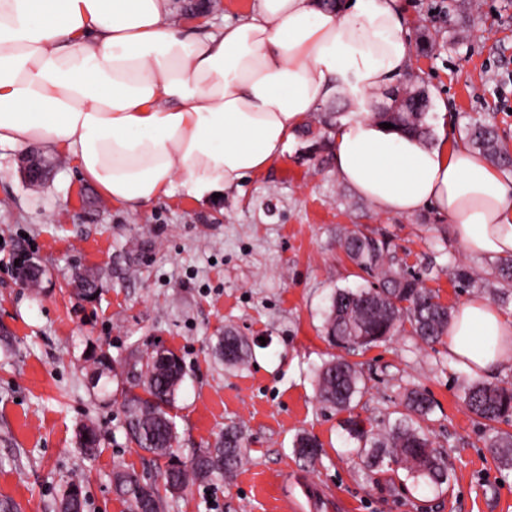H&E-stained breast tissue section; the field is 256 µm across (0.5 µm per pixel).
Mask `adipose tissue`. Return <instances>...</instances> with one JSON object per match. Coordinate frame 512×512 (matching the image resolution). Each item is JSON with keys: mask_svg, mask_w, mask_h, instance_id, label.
Wrapping results in <instances>:
<instances>
[{"mask_svg": "<svg viewBox=\"0 0 512 512\" xmlns=\"http://www.w3.org/2000/svg\"><path fill=\"white\" fill-rule=\"evenodd\" d=\"M397 0H258L202 35L175 30L170 0H0V145L44 143L130 210L174 185L199 198L282 156L329 98L337 176L389 214L433 210L473 256H512V180L464 145L383 128L373 95L409 67ZM448 356L483 376L512 362V318L480 297L448 324Z\"/></svg>", "mask_w": 512, "mask_h": 512, "instance_id": "adipose-tissue-1", "label": "adipose tissue"}]
</instances>
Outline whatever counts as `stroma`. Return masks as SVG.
I'll list each match as a JSON object with an SVG mask.
<instances>
[{
	"instance_id": "stroma-1",
	"label": "stroma",
	"mask_w": 512,
	"mask_h": 512,
	"mask_svg": "<svg viewBox=\"0 0 512 512\" xmlns=\"http://www.w3.org/2000/svg\"><path fill=\"white\" fill-rule=\"evenodd\" d=\"M410 41L400 87L426 89L427 143H465L466 128L486 121L512 149V0H399ZM257 0H217L207 19L173 14L176 28L203 32L245 20ZM350 107L331 99L311 113L268 170L220 197L197 200L181 188L133 212L82 178L61 150L41 186L19 171L21 149L0 145V501L19 512H58L69 483L81 484L85 512H128L112 492L115 465L160 482L164 461L129 442L121 391L131 356L157 347L181 357L185 378L173 410L181 460L242 430L248 458L229 479L214 478L167 496L165 512H512V469L484 443L507 424H479L462 396L469 374L403 331L350 357L366 391L361 418H399L406 389L430 391L437 407L427 426L451 477L436 492L406 476L369 473L345 438L344 413L320 403L315 370L337 352L324 332L336 289L370 285L338 240L362 229L390 240L403 267L450 308L473 296L497 303L495 257L468 255L446 217L431 210L387 214L357 195L333 168L335 124ZM33 255L41 287L22 285L13 263ZM476 270L483 287L458 288L452 272ZM98 275L104 290L77 299L78 275ZM245 336L248 361L228 367L215 355L225 328ZM112 357V396L89 386L93 350ZM94 424L101 443L86 458L77 439ZM321 445L315 463L297 459V434Z\"/></svg>"
}]
</instances>
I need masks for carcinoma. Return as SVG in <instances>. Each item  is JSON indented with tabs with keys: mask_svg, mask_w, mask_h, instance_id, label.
<instances>
[{
	"mask_svg": "<svg viewBox=\"0 0 512 512\" xmlns=\"http://www.w3.org/2000/svg\"><path fill=\"white\" fill-rule=\"evenodd\" d=\"M429 106L407 104L397 110L378 112L375 118L418 138L426 135V116ZM470 144L491 162L512 165V153L499 143L494 128L475 124L468 131ZM346 257L365 271L378 270V286L339 289L331 297L325 319L326 337L331 345L347 352L366 350L386 342L404 324H410L414 334L427 344L438 343L448 334L451 312L438 297L421 285L419 277L409 274L395 263L389 244L383 239L357 230L340 243ZM460 288L478 284L470 269L458 266L453 273ZM98 280L84 277L77 295L82 300L95 299L100 294ZM224 361L229 365L245 362L251 355L248 341L231 330L218 341ZM94 387L104 396L110 394L112 359L105 353L92 354ZM134 376L142 382L144 395L127 391L123 398L128 435L135 445L158 458L167 459L163 481L170 488L185 489L204 482L215 474H232L246 457L245 438L241 430L227 428L216 447L197 453L187 463L173 450L176 429L170 410L175 406L185 371L181 359L169 353L168 360L157 358V351L142 360L133 358ZM320 401L338 411H347L343 422L348 437L357 441L356 452L363 467L374 472L388 462L406 472L417 486L439 489L448 481V469L440 452L421 426L428 418L434 403L425 390L408 391L404 401L405 413L382 429L366 428L364 420L352 413V403L364 393L361 373L344 356L338 355L316 369ZM463 402L477 418L486 422L512 420V388L471 380L464 391ZM487 450L504 467H512V435L496 433L486 442ZM294 452L306 460L317 457V444L307 435L296 438ZM154 486L134 469L116 467L112 473V490L122 498L129 512H161L160 491L150 500L140 495L141 486ZM85 496L77 484H71L60 498L65 512H81Z\"/></svg>",
	"mask_w": 512,
	"mask_h": 512,
	"instance_id": "carcinoma-1",
	"label": "carcinoma"
}]
</instances>
